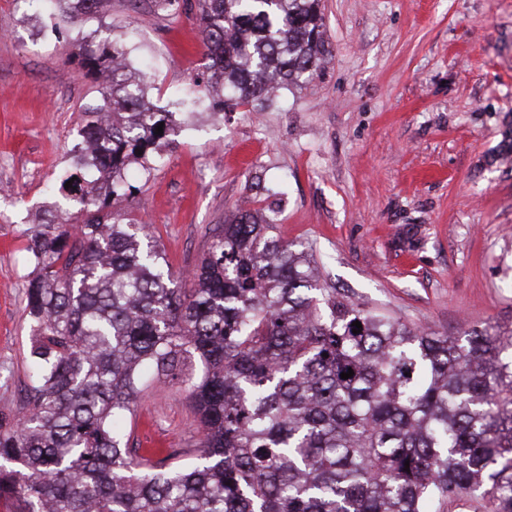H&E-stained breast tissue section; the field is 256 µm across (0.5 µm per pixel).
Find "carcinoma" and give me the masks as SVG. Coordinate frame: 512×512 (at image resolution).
Wrapping results in <instances>:
<instances>
[{
  "instance_id": "1",
  "label": "carcinoma",
  "mask_w": 512,
  "mask_h": 512,
  "mask_svg": "<svg viewBox=\"0 0 512 512\" xmlns=\"http://www.w3.org/2000/svg\"><path fill=\"white\" fill-rule=\"evenodd\" d=\"M42 2L75 26L99 0ZM198 4L208 78L194 86L237 105L304 87L332 57L320 0ZM72 46L100 99L49 186L75 211L46 214L28 240L31 384L0 415V499L15 512H512V326L448 336L367 311L278 240L273 212L214 225L191 287H171L164 250L112 208L132 194L126 167L180 122L118 45ZM155 384L194 404V466L132 456L127 421Z\"/></svg>"
}]
</instances>
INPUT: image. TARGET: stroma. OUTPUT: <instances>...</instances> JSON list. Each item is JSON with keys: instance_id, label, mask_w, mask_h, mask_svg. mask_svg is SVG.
I'll return each mask as SVG.
<instances>
[{"instance_id": "35a3bbf8", "label": "stroma", "mask_w": 512, "mask_h": 512, "mask_svg": "<svg viewBox=\"0 0 512 512\" xmlns=\"http://www.w3.org/2000/svg\"><path fill=\"white\" fill-rule=\"evenodd\" d=\"M334 55L265 110L203 102L178 136L128 166L119 222L149 225L175 280L213 225L275 210V235L314 255L320 281L365 309L461 336L512 323V0H322ZM39 0H0V412L30 383L27 239L71 166L98 87L70 61L77 32L119 42L171 108L204 70L197 0H107L75 28H40ZM185 391H145L130 445L194 462Z\"/></svg>"}]
</instances>
